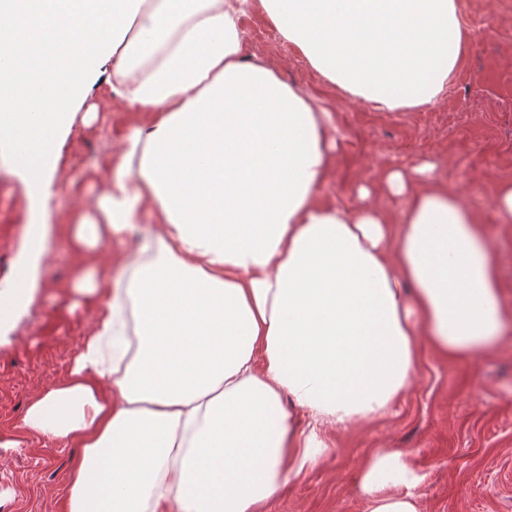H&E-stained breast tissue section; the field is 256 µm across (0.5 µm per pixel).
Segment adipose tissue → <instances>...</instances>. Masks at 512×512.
I'll return each instance as SVG.
<instances>
[{
    "instance_id": "adipose-tissue-1",
    "label": "adipose tissue",
    "mask_w": 512,
    "mask_h": 512,
    "mask_svg": "<svg viewBox=\"0 0 512 512\" xmlns=\"http://www.w3.org/2000/svg\"><path fill=\"white\" fill-rule=\"evenodd\" d=\"M250 9L385 111L432 103L472 39L457 0H0V131L34 198L49 192L76 81L103 57L116 59L112 92L153 115L74 240L97 247L100 224L120 232L146 209L158 252L125 287L108 264L77 279L99 303L95 330L23 419L80 450L65 512H263L317 462L326 426L405 394L418 328L458 358L512 321L483 225L432 164L386 172L406 202L399 226L320 203L331 116L243 56ZM420 481L401 452L377 451L364 512H421Z\"/></svg>"
}]
</instances>
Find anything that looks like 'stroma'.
Listing matches in <instances>:
<instances>
[{
    "instance_id": "1",
    "label": "stroma",
    "mask_w": 512,
    "mask_h": 512,
    "mask_svg": "<svg viewBox=\"0 0 512 512\" xmlns=\"http://www.w3.org/2000/svg\"><path fill=\"white\" fill-rule=\"evenodd\" d=\"M458 10L474 37L448 84L433 103L392 112L347 96L284 44L260 11L241 15L238 26L246 57L274 66L331 114L335 145L320 202L350 210L365 202L401 224L406 204L384 189L385 171L432 163L441 186L485 225L501 300L512 310V223H502L496 206L498 187L512 184V0H458ZM111 70L107 63L80 79L76 109L51 148L46 198H30L10 139L0 135V292L23 269L36 281L29 304L0 324V512H63L76 450L25 432L22 419L65 379L94 328L98 303L76 292L77 275L135 256L155 229L142 219L102 234L93 250L73 240L108 185L125 135L150 118L112 94ZM35 224L50 227L37 259L28 251ZM416 342L419 367L400 402L352 429L327 428L318 462L267 512H363V464L380 448L402 452L423 474L422 512H512V325L495 347L462 359L435 351L426 333Z\"/></svg>"
}]
</instances>
